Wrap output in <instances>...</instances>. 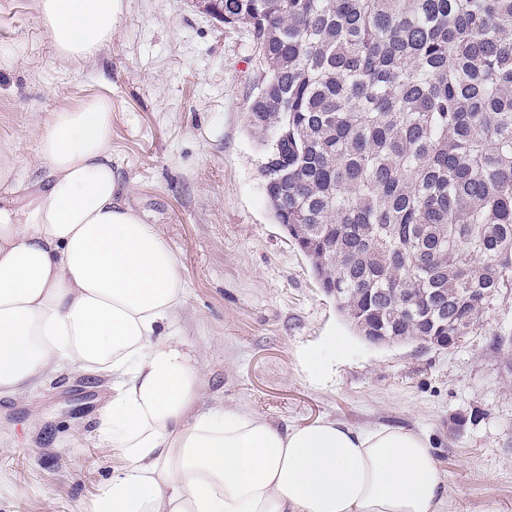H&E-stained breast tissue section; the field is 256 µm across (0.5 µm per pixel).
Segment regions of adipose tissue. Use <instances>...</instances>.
<instances>
[{"label": "adipose tissue", "mask_w": 512, "mask_h": 512, "mask_svg": "<svg viewBox=\"0 0 512 512\" xmlns=\"http://www.w3.org/2000/svg\"><path fill=\"white\" fill-rule=\"evenodd\" d=\"M58 58L112 40L121 0H37ZM36 190L0 207V395L76 369L112 379L95 429L123 459L83 512H443L448 475L427 437L333 419L278 426L242 406L200 410L180 336L179 257L122 196L112 102L41 124Z\"/></svg>", "instance_id": "obj_1"}]
</instances>
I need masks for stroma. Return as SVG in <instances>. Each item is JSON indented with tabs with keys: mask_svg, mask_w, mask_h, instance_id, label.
Here are the masks:
<instances>
[{
	"mask_svg": "<svg viewBox=\"0 0 512 512\" xmlns=\"http://www.w3.org/2000/svg\"><path fill=\"white\" fill-rule=\"evenodd\" d=\"M112 41L92 58L59 59L36 0H0V203L40 168L37 128L80 99L112 100V169L134 209L182 262L184 339L207 386L203 407L244 405L276 424L331 418L357 429L424 434L449 476L446 512H512V296L480 335L450 349L372 345L267 201L264 147L248 125L262 66L242 29L198 0H122ZM336 336L345 354L319 374L305 353ZM108 378L68 369L0 398V512H82L109 477L95 418ZM464 416L463 426L454 419Z\"/></svg>",
	"mask_w": 512,
	"mask_h": 512,
	"instance_id": "1",
	"label": "stroma"
}]
</instances>
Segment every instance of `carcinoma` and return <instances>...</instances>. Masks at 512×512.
Wrapping results in <instances>:
<instances>
[{
  "instance_id": "1",
  "label": "carcinoma",
  "mask_w": 512,
  "mask_h": 512,
  "mask_svg": "<svg viewBox=\"0 0 512 512\" xmlns=\"http://www.w3.org/2000/svg\"><path fill=\"white\" fill-rule=\"evenodd\" d=\"M263 62L265 195L361 336L449 349L512 295V0H213Z\"/></svg>"
}]
</instances>
